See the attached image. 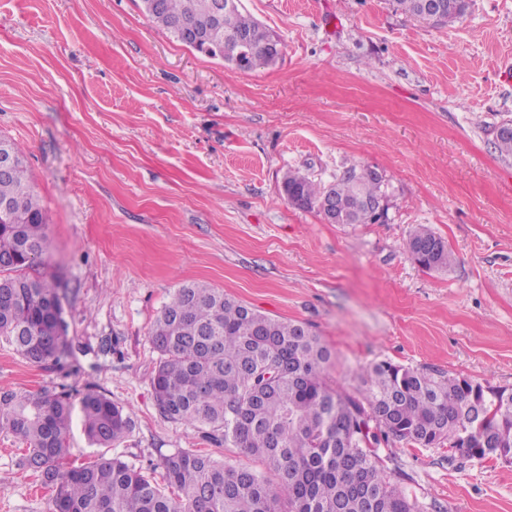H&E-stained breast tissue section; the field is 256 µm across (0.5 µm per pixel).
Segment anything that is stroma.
<instances>
[{"mask_svg":"<svg viewBox=\"0 0 512 512\" xmlns=\"http://www.w3.org/2000/svg\"><path fill=\"white\" fill-rule=\"evenodd\" d=\"M282 44L233 71L151 23L140 0H0V137L26 159L48 218L42 273L59 278L77 374L0 343V389L69 384L129 411L99 450L73 418L65 460L105 452L159 477L202 449L153 395L151 328L175 288L204 281L267 315L311 325L327 381L356 394L382 360L512 388V0H470L433 25L394 0H241ZM357 166L384 177L373 224H329L288 203L286 172L322 184ZM444 237L449 271L405 251ZM0 430V512H52ZM424 512H512V462L447 448L384 449ZM405 250L427 270H447L453 265V253L447 240L424 225H417L409 233Z\"/></svg>","mask_w":512,"mask_h":512,"instance_id":"obj_1","label":"stroma"}]
</instances>
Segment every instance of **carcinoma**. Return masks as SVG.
Segmentation results:
<instances>
[{"label":"carcinoma","instance_id":"obj_1","mask_svg":"<svg viewBox=\"0 0 512 512\" xmlns=\"http://www.w3.org/2000/svg\"><path fill=\"white\" fill-rule=\"evenodd\" d=\"M144 10L151 22L185 43L173 20L206 26L207 0H162ZM242 7L224 12V35L256 31ZM266 34L256 35L248 69L275 64ZM0 174V204L17 203L0 217V341L30 363L69 375L74 352L60 335V283L35 271L48 251L47 217L26 161ZM282 185L310 204L336 196L346 224H372L379 215L362 200L383 193L368 168L349 167L321 185L297 172ZM405 250L427 270H447L453 253L445 238L424 225L408 235ZM158 352L154 400L165 418L197 427L202 436L235 448L274 475L249 464L219 461L199 449L161 458L163 483L105 455L79 466L63 463L74 407L88 440L108 448L126 437L133 420L124 407L93 389L0 390V429L26 443L20 465L54 491L53 512H423L416 499L390 481L381 445H448L453 456L484 460L498 448L512 451V389L485 386L435 370L390 361L361 374L360 396L329 385L331 353L310 326L252 309L208 283L180 286L151 330Z\"/></svg>","mask_w":512,"mask_h":512}]
</instances>
